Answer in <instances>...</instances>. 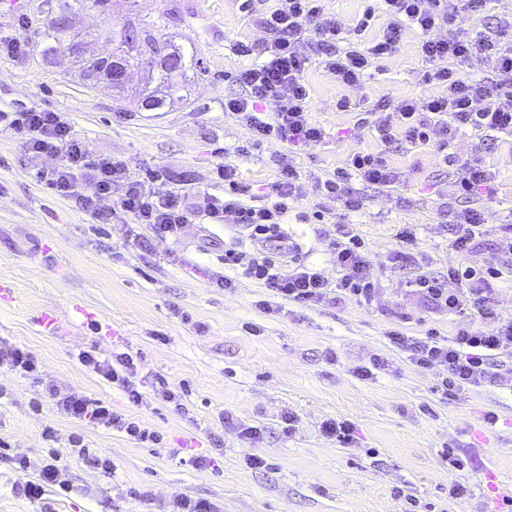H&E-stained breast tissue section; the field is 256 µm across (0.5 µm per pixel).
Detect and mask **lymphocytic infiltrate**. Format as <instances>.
I'll return each mask as SVG.
<instances>
[{
    "mask_svg": "<svg viewBox=\"0 0 512 512\" xmlns=\"http://www.w3.org/2000/svg\"><path fill=\"white\" fill-rule=\"evenodd\" d=\"M488 2L380 0L379 6H366L354 27L345 31L335 14L327 11L324 0H273L261 18L268 41L244 50L245 55L258 56L260 62L233 76L239 92L224 100L225 111L251 131L253 146L278 143L286 147L277 159L278 177L259 206L243 203V195L251 188L242 184L236 167L226 163L216 169L224 183L223 195H208L203 206H191L182 188L163 180L157 172L147 169L133 176L123 162L94 155L57 112L34 102L15 111L0 109V133L13 135L32 157L60 156V164L37 171V179L59 198L73 202L95 223L108 224L120 215L171 239L178 238L186 225L200 217L213 224L242 227L248 230L252 247H226L225 267L303 306L369 301L375 296L376 282L368 272L363 242L348 225H338L335 238L328 243L338 273L334 280L304 261L301 246L281 230L292 205L303 197L291 151L325 137L323 128L311 117L306 73L317 64L340 84H360L378 60L397 53L404 29H415L420 35L418 53L427 65L423 78L437 86V94L398 102L382 97L370 102L367 114L372 118L379 150L353 154L344 168L319 181L318 190L322 196L339 201L345 210L358 211L363 199L351 188L352 180L382 189L396 188L401 174L389 161L393 146L433 144L453 174L458 197L491 198L495 193L492 169L478 157L458 159L449 152L448 141L467 130L483 140L499 133L512 134V44L500 41L507 24L502 21L485 26L472 38L443 33L459 15L484 17ZM380 13L386 18L382 29L372 40H363V33ZM476 55L485 59L489 76H469V63ZM117 185L122 193L116 198L112 189ZM452 231V245L458 252L467 253L482 245L486 234L483 210L468 207L457 212ZM398 239L392 260L415 269L416 275L409 282L414 292L432 308L467 313L471 321L460 325L451 336L433 328L421 337L394 329L388 333L392 346L418 370L441 368L438 389L443 399L453 400L470 389L498 384L501 375L496 360L512 356V316L497 308L494 294L498 280L512 269L505 262L512 256V232L497 240L493 257L481 267H452L444 277L421 272L412 229L403 228ZM77 358L121 388L129 402H139L141 392L134 379L136 364L131 354L116 353L107 359L91 346L79 351ZM48 395L75 420L118 430L139 444L161 441L142 421L114 411L101 399L53 386Z\"/></svg>",
    "mask_w": 512,
    "mask_h": 512,
    "instance_id": "lymphocytic-infiltrate-1",
    "label": "lymphocytic infiltrate"
}]
</instances>
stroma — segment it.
<instances>
[{
	"instance_id": "1",
	"label": "stroma",
	"mask_w": 512,
	"mask_h": 512,
	"mask_svg": "<svg viewBox=\"0 0 512 512\" xmlns=\"http://www.w3.org/2000/svg\"><path fill=\"white\" fill-rule=\"evenodd\" d=\"M267 5L254 0L246 14L238 0H129L109 17L86 9L75 18L86 41L79 57L64 49L45 53L44 42L23 26L44 0H28L24 10L0 0V33L25 44L19 56H0V107L34 101L60 113L92 153L124 162L134 174L151 168L163 178L186 180L195 205L204 194L223 193L215 168L225 162L237 167L242 182L265 190L277 178L281 147L238 155L251 132L225 112L224 98L238 91L231 73L250 63L239 44L266 38L258 19ZM168 12L174 20L163 37L190 44L205 67L203 75H188V102L165 112L140 111L145 75L136 68L124 89L86 88L83 59L112 49L98 31ZM418 40L405 30L398 52L357 86L339 84L316 66L306 74L312 118L326 137L295 152L304 197L288 213L284 231L328 274L336 267L325 236L334 230L338 206L318 195L317 182L350 155L379 147L371 126L337 111L336 102L436 93L422 78ZM450 150L463 160L481 156L496 172L495 198L473 202L485 211L490 241L512 225V136L486 147L463 132ZM390 161L403 175L401 185L388 190L353 181L364 206L346 217L365 243L378 282L373 300L301 306L248 279L231 290L214 286L224 272L225 243L250 247L246 231L201 220L172 240L143 226L139 244L126 245L122 225L91 223L36 179L35 168H52L58 157L30 158L16 138L0 135V340L32 351L45 384L107 401L164 437L162 447H142L118 431L78 423L43 387L0 368V512H163L175 495L210 500L219 512H402L398 488L431 512H500L503 497L512 496V389L487 384L455 400L440 399L433 390L439 370H417L385 336L393 327L408 336L430 327L450 336L459 321L429 309L408 287L412 271L392 265L402 225H415L423 269L437 276L452 266L483 264L492 249L489 242L469 253L452 248L448 226L465 203L455 199L435 147L405 145ZM316 209L324 211V223L311 221ZM91 345L105 357L137 355L136 379L164 376L179 391L183 409L148 384L141 402L130 403L77 361V352ZM329 352L335 362L326 360ZM376 356L388 359V369L359 379L356 368ZM489 411L498 416L491 428L484 423ZM227 413L232 423L223 422ZM289 415L296 422L287 434ZM329 419L353 422L354 443L343 446L325 435L322 424ZM243 424L257 427L258 437L241 438ZM48 426L56 442L45 441ZM75 434L111 459V472L78 456L69 444ZM446 448L468 461L462 477L470 493L460 500L448 496ZM56 454L68 463V491L47 488L36 503L21 496L19 483L36 479ZM250 454L264 457L265 468L249 467ZM195 455L211 457L210 466L195 467ZM16 456L29 459L28 471L15 469Z\"/></svg>"
}]
</instances>
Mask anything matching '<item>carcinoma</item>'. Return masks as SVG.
<instances>
[{
  "label": "carcinoma",
  "mask_w": 512,
  "mask_h": 512,
  "mask_svg": "<svg viewBox=\"0 0 512 512\" xmlns=\"http://www.w3.org/2000/svg\"><path fill=\"white\" fill-rule=\"evenodd\" d=\"M124 2L125 0H56L55 13L70 18L81 10L93 8L110 15L112 11L123 8ZM156 31L157 23L148 22L114 32L112 41L116 42L115 50L109 58L94 61V65L101 72L100 82L111 88H119L121 83L111 81L110 77L124 75L132 67L144 69L146 82L139 92L138 102L146 111H159L169 103H180L189 98L187 86L180 81L187 72L185 48L157 37ZM33 34L50 43L46 48L48 52L64 48L73 54L80 53L81 41L78 36L70 29L58 27L50 17L36 22ZM172 55L181 61L177 70L171 69L166 63V59Z\"/></svg>",
  "instance_id": "carcinoma-1"
}]
</instances>
